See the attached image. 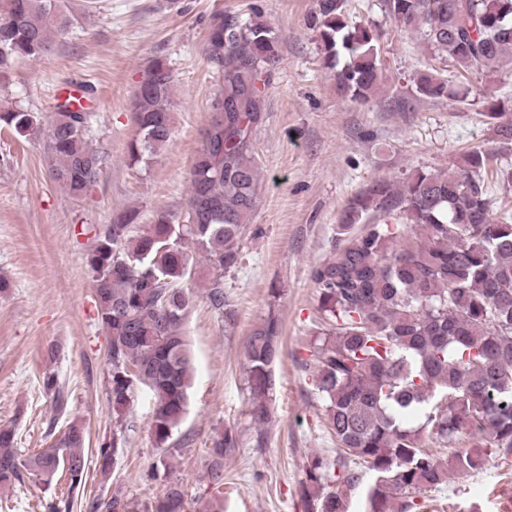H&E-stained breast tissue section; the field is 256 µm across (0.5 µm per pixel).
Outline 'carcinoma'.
<instances>
[{"mask_svg":"<svg viewBox=\"0 0 512 512\" xmlns=\"http://www.w3.org/2000/svg\"><path fill=\"white\" fill-rule=\"evenodd\" d=\"M391 21L422 35L427 47L475 78L495 80L512 59V0H384ZM63 0H0V77L20 60L48 55L71 26ZM316 29L325 64L336 68L339 90L368 100L380 86L381 32L351 26L344 0H316ZM278 36L262 21L215 16L207 54L222 68L191 171L185 223L157 212L136 223L129 210L95 229L84 257L97 297V319L109 336L112 438L97 456L110 473L131 430L128 410L139 387L155 397L151 435L168 443L183 420L193 378L184 326L191 298L182 283L202 258L214 277L206 298L227 322L224 272L235 267L246 223L258 204L261 168L253 145L263 120L265 92L279 57ZM428 99L453 98L448 80L431 73L414 79ZM173 78L156 58L133 96L136 133L130 161L148 163L172 136ZM91 113L69 97L44 114L0 108V128L19 137L44 132L43 153L53 180L81 199L103 175L105 157L87 138ZM512 185V165L480 148L462 155L452 172L415 171L398 184L370 182L338 220L329 256L310 269L318 296L314 351L305 361L324 405V420L341 453L331 463L306 458L299 498L303 512H346L363 480L371 512H420L416 498L452 473L471 474L492 457L512 456V218L497 216L485 183L487 169ZM281 322L271 312L247 338L251 418L271 421L280 358ZM85 427L70 422L48 448L22 456L15 434L0 427V488L33 476L51 485L84 484ZM468 446L446 459L427 442ZM238 441L226 429L208 448V487L199 512H224V458ZM90 512H136L117 488L88 504ZM145 512H188L176 483Z\"/></svg>","mask_w":512,"mask_h":512,"instance_id":"carcinoma-1","label":"carcinoma"}]
</instances>
